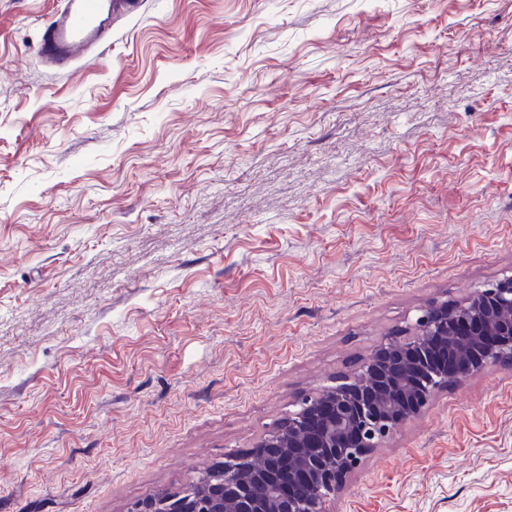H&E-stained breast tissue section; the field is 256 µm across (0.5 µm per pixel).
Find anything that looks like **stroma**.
<instances>
[{"mask_svg": "<svg viewBox=\"0 0 512 512\" xmlns=\"http://www.w3.org/2000/svg\"><path fill=\"white\" fill-rule=\"evenodd\" d=\"M0 0V512H130L431 302L512 275V0H144L101 59ZM330 512H512V365Z\"/></svg>", "mask_w": 512, "mask_h": 512, "instance_id": "1", "label": "stroma"}]
</instances>
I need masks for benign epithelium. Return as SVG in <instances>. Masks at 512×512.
Listing matches in <instances>:
<instances>
[{
	"instance_id": "1",
	"label": "benign epithelium",
	"mask_w": 512,
	"mask_h": 512,
	"mask_svg": "<svg viewBox=\"0 0 512 512\" xmlns=\"http://www.w3.org/2000/svg\"><path fill=\"white\" fill-rule=\"evenodd\" d=\"M512 362V275L461 304L432 302L352 373L301 400L259 446L210 471L202 492H161L133 512H327L373 449L418 417L435 392Z\"/></svg>"
}]
</instances>
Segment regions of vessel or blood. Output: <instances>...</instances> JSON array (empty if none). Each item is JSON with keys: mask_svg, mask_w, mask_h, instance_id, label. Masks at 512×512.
I'll list each match as a JSON object with an SVG mask.
<instances>
[{"mask_svg": "<svg viewBox=\"0 0 512 512\" xmlns=\"http://www.w3.org/2000/svg\"><path fill=\"white\" fill-rule=\"evenodd\" d=\"M141 0H62L42 27L36 46L49 67L70 70L93 59L112 40L116 19L134 15Z\"/></svg>", "mask_w": 512, "mask_h": 512, "instance_id": "1", "label": "vessel or blood"}]
</instances>
